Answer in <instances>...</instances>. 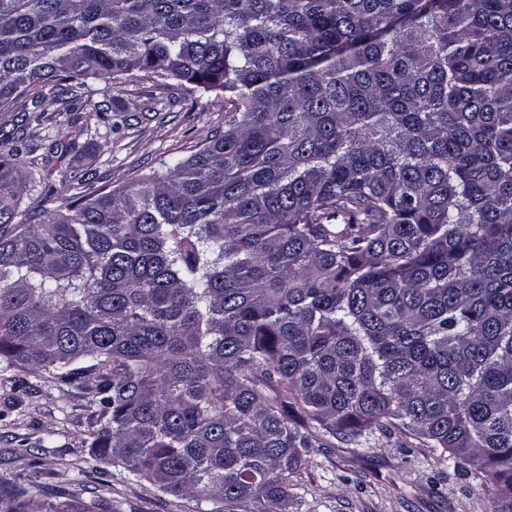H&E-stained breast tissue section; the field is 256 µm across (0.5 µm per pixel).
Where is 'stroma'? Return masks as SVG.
I'll use <instances>...</instances> for the list:
<instances>
[{
  "label": "stroma",
  "instance_id": "1",
  "mask_svg": "<svg viewBox=\"0 0 512 512\" xmlns=\"http://www.w3.org/2000/svg\"><path fill=\"white\" fill-rule=\"evenodd\" d=\"M121 109L98 118L66 111L65 93L43 111L0 101V155L18 148L37 185L24 210L52 195L62 205L86 178L112 189L148 172L160 157H185L224 126V100L189 86L129 79L113 88ZM98 408L87 379L67 383L0 362V473L30 475L33 498L62 492L85 503L111 500L114 512H192L191 499L163 493L118 466H103L86 441ZM298 512H489L481 487L436 464L413 438L361 453L341 442L312 449Z\"/></svg>",
  "mask_w": 512,
  "mask_h": 512
}]
</instances>
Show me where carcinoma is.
I'll return each mask as SVG.
<instances>
[{"mask_svg":"<svg viewBox=\"0 0 512 512\" xmlns=\"http://www.w3.org/2000/svg\"><path fill=\"white\" fill-rule=\"evenodd\" d=\"M136 72L224 130L20 222L0 160V359L94 378V455L195 512L396 433L512 512V0H0V100Z\"/></svg>","mask_w":512,"mask_h":512,"instance_id":"carcinoma-1","label":"carcinoma"}]
</instances>
